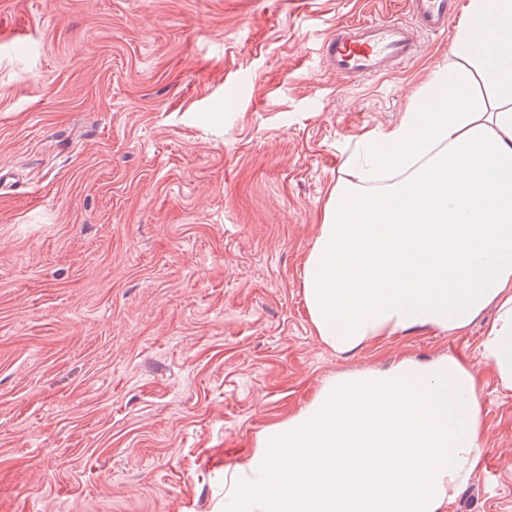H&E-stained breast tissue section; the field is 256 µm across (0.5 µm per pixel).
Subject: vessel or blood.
<instances>
[{
  "instance_id": "1",
  "label": "vessel or blood",
  "mask_w": 512,
  "mask_h": 512,
  "mask_svg": "<svg viewBox=\"0 0 512 512\" xmlns=\"http://www.w3.org/2000/svg\"><path fill=\"white\" fill-rule=\"evenodd\" d=\"M399 20H366L337 25L321 45L323 62L353 80L382 77L408 64L421 35L447 34L457 17L456 0H406Z\"/></svg>"
}]
</instances>
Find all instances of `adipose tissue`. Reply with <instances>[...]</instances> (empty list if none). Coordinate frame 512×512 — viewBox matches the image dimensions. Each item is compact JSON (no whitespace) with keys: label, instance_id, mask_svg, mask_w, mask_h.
Segmentation results:
<instances>
[{"label":"adipose tissue","instance_id":"ef3b65f1","mask_svg":"<svg viewBox=\"0 0 512 512\" xmlns=\"http://www.w3.org/2000/svg\"><path fill=\"white\" fill-rule=\"evenodd\" d=\"M303 261L316 336L339 353L409 331L480 342L512 393V0H465L446 67L361 133ZM481 388L454 355L323 383L231 475L224 512H447L485 467Z\"/></svg>","mask_w":512,"mask_h":512}]
</instances>
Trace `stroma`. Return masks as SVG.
<instances>
[{
    "label": "stroma",
    "instance_id": "35a3bbf8",
    "mask_svg": "<svg viewBox=\"0 0 512 512\" xmlns=\"http://www.w3.org/2000/svg\"><path fill=\"white\" fill-rule=\"evenodd\" d=\"M404 0H0V512H222L224 481L329 378L452 354L485 468L448 512H512V394L460 336L339 354L303 260L354 139L451 36L375 80L323 40Z\"/></svg>",
    "mask_w": 512,
    "mask_h": 512
}]
</instances>
